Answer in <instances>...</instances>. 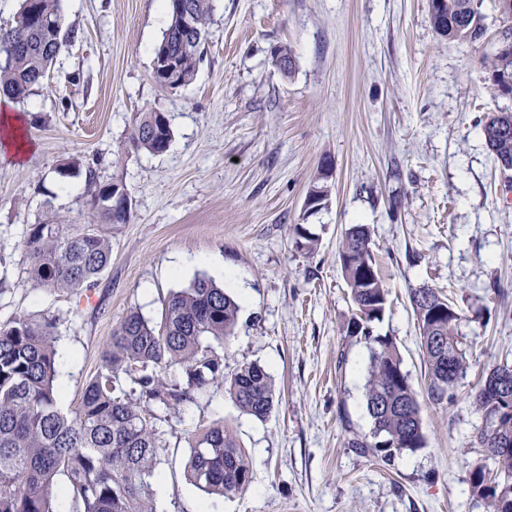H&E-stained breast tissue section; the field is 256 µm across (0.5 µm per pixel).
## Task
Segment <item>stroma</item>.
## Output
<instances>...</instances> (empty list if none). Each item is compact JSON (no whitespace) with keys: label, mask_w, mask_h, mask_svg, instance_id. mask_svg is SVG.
Returning a JSON list of instances; mask_svg holds the SVG:
<instances>
[{"label":"stroma","mask_w":512,"mask_h":512,"mask_svg":"<svg viewBox=\"0 0 512 512\" xmlns=\"http://www.w3.org/2000/svg\"><path fill=\"white\" fill-rule=\"evenodd\" d=\"M430 11L431 0H215L197 76L170 90L152 78L164 0H64V25L81 37L10 109L31 153L0 156V324L55 318V349L71 353L58 362L70 409L130 311L160 321L170 294L229 272L240 312L217 349L224 371L258 363L277 391L262 421L220 384L162 411L156 512H487L467 478L483 461L475 388L512 365V183L482 133L512 112L487 74L504 20L483 0L487 32L470 45L438 35ZM281 44L294 55L289 75L272 63ZM146 110L167 116L168 150L120 156ZM76 159L97 160L101 180H122L131 200L130 223L112 232V263L88 294L35 287L22 248L45 212L82 223L85 181L58 173ZM327 160L328 199L306 211ZM298 224L318 236L314 252L295 249ZM354 224L369 225L390 291L373 331L397 343L414 387L426 369L412 291L451 299L467 352L453 399L421 404L425 448L388 463L347 445L370 431V352L346 334L338 258ZM220 422L253 471L249 489L227 498L187 479L189 432Z\"/></svg>","instance_id":"1"}]
</instances>
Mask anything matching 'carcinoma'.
I'll use <instances>...</instances> for the list:
<instances>
[{
  "instance_id": "cac0c4a2",
  "label": "carcinoma",
  "mask_w": 512,
  "mask_h": 512,
  "mask_svg": "<svg viewBox=\"0 0 512 512\" xmlns=\"http://www.w3.org/2000/svg\"><path fill=\"white\" fill-rule=\"evenodd\" d=\"M483 0H439L432 3L431 22L438 34L474 45L486 34ZM21 0L11 26L0 27V95L23 102L42 87L62 48L78 39L63 25V0H35L36 20ZM169 23L153 49L152 73L162 88L178 89L194 80L202 60L213 0H166ZM494 157L512 162V112H502L482 127ZM162 112L135 116L124 153L162 154L172 141ZM63 177L84 175L89 186L87 221L73 227L48 216L27 225L22 241L29 278L50 291L87 292L112 262L108 228L127 224L131 210L101 207L98 200L125 188L122 181H99L96 164L67 163ZM293 244L312 252L318 238L304 224L293 228ZM340 261L353 313L346 333L370 351L365 405L369 434H353L347 446L385 462L405 451L425 447L420 394L402 368V355L388 336L373 334L382 320L388 289L372 255L371 230L354 224L341 242ZM420 348L428 372L426 397L441 404L454 396L467 365L458 339L461 315L438 292L411 293ZM240 306L223 287L206 276L174 292L162 320L154 323L131 311L112 333L101 370L74 409L61 407L58 362L52 336L56 320L17 317L0 325V512H57L59 495L69 498L73 512H155L153 508L158 434L154 415H146L131 397L116 394L124 375L140 396L166 408L202 395L217 380L239 410L264 420L276 402L275 383L257 363L239 366L224 377L211 342L233 335ZM179 368L185 383L168 382L158 368ZM512 380V366L494 368L474 400L482 416L477 442L491 451L487 463L470 470L474 497L489 512H512V401L505 402L496 383ZM189 480L209 495L242 493L252 482L244 449L222 424L197 430L188 438ZM65 478L63 492L57 479Z\"/></svg>"
}]
</instances>
